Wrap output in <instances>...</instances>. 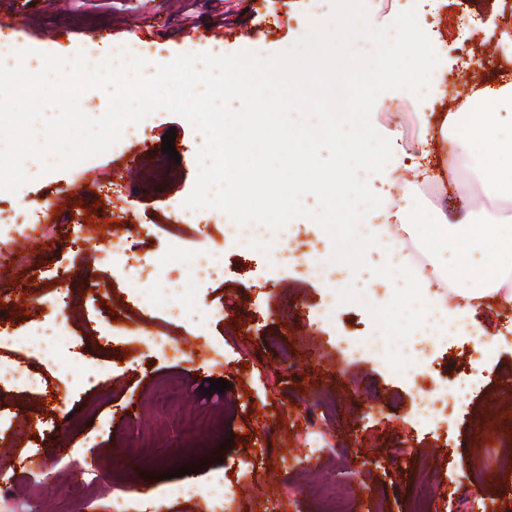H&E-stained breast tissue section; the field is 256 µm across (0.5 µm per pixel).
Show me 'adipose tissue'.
Here are the masks:
<instances>
[{"instance_id": "obj_1", "label": "adipose tissue", "mask_w": 512, "mask_h": 512, "mask_svg": "<svg viewBox=\"0 0 512 512\" xmlns=\"http://www.w3.org/2000/svg\"><path fill=\"white\" fill-rule=\"evenodd\" d=\"M409 2L395 22L374 31L355 10L354 0H311L314 22L329 20L334 37L313 22L298 43L283 49L284 57L300 55L308 68L322 67L337 75L322 93L320 122L301 136L295 127L283 125L273 126L272 135L278 151L293 156L310 154L328 134H336L341 161L329 175L295 173L268 188L245 169V155L261 148L258 133L272 126L271 115L240 111L231 99L245 69L262 63L261 48H254L251 60L237 63L211 51L193 55L173 83L152 55L133 53L134 43L127 38L101 57L97 78L105 84L122 75L137 84L138 92L126 102L132 113L155 110L176 98L206 100L223 129L224 156V174L208 184L206 193L213 205L223 208L227 223L251 225L248 244L276 259L288 241L271 233V226L293 220L327 226L344 214L356 224L357 233L321 256L327 271L372 285L375 274L358 268L356 257L363 251L377 253L397 274L389 289L398 305L400 335L462 336L488 357L498 338L482 330L476 316L491 301L512 306V131L504 132L502 122L504 107L512 108V81L477 90L459 111L444 116L438 131L470 160L483 192L498 200V207H466L451 214L436 204L416 208L406 193L391 197L402 160L397 146L365 120L363 108L381 95L383 84L360 78L358 64L371 59L388 66L391 81L403 85L417 105H426L437 94L448 66L429 45L427 9L438 0ZM416 249L425 255V263L413 257Z\"/></svg>"}]
</instances>
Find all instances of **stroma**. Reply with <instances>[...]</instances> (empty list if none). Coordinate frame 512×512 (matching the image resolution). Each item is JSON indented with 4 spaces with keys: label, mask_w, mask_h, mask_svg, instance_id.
Masks as SVG:
<instances>
[{
    "label": "stroma",
    "mask_w": 512,
    "mask_h": 512,
    "mask_svg": "<svg viewBox=\"0 0 512 512\" xmlns=\"http://www.w3.org/2000/svg\"><path fill=\"white\" fill-rule=\"evenodd\" d=\"M310 0H40L25 23L14 20V0H0V37L48 46L72 56L91 36L139 37L162 69L178 70L188 49L222 45L229 59L265 50L275 73L249 72L251 101H267L278 121L303 125L318 80L304 76L310 96L298 103L278 98L274 88L288 75L280 50L308 22ZM512 32V0H441L431 46L448 60L433 112L456 111L472 86L512 73L499 37ZM368 119L391 131L406 157L416 156L425 117L402 87L388 88L371 103ZM176 135L178 159L165 160L161 184L137 178L138 170L162 156V138ZM200 134L183 117L161 110L138 138L121 137L106 153L67 170L29 180L17 192L0 191V208L29 209L35 223L53 234L0 239L12 260L0 267V331L30 336L49 331L59 274H67L66 335L53 339L49 363L28 354L20 367L39 373L33 389L0 391V448L11 464L0 467V490L27 487L42 492L55 512H112V491L125 489L134 512H211L205 489L214 474L245 477L244 512H265L293 485L305 489L296 512H322L311 487L315 467L305 437L308 415L333 405L323 429L335 451L320 467L349 488L350 512H412L417 471L427 465L436 481L431 512H473L474 498L495 501L512 512V311L481 310V321L502 329L494 357L481 361L471 344L451 337L427 351L416 383L396 371L398 353L380 360L369 341L393 333L383 281L374 282L376 304L348 297L329 309L325 301L344 282L316 278L303 262L273 263L259 248L224 236V214L202 205L204 185L193 161ZM441 186L444 202L456 207L484 197L468 175L464 158ZM200 204L198 223L168 227L179 208ZM101 228L80 251L69 238L83 237V216ZM127 239L132 264L164 263L161 280L122 272L113 259V236ZM224 259L221 276L198 280L190 267L197 254ZM189 290L203 311L180 320L162 310L143 311L140 301L159 287ZM171 338L172 350L149 344L152 334ZM230 386L205 394L209 380ZM175 380L185 392L175 412L154 411L158 383ZM470 393L453 412L427 422L415 419L421 391L441 383ZM197 414L207 427L187 429ZM158 439L149 461L129 454L143 431ZM198 463L193 480L200 492L174 498L177 468ZM86 483L90 496L76 508L70 487Z\"/></svg>",
    "instance_id": "obj_1"
}]
</instances>
